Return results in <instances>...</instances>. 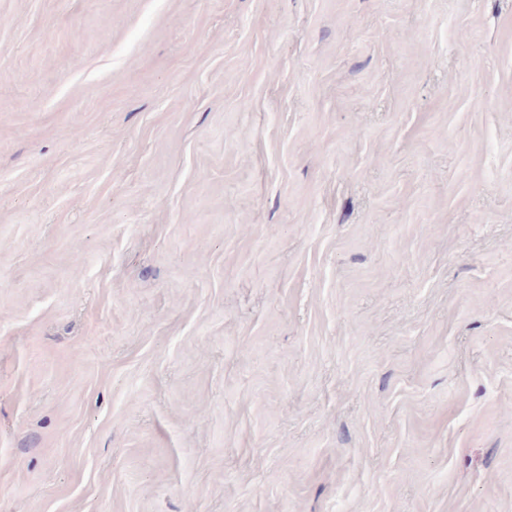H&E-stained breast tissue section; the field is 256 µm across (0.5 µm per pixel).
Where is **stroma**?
<instances>
[{
    "instance_id": "obj_1",
    "label": "stroma",
    "mask_w": 512,
    "mask_h": 512,
    "mask_svg": "<svg viewBox=\"0 0 512 512\" xmlns=\"http://www.w3.org/2000/svg\"><path fill=\"white\" fill-rule=\"evenodd\" d=\"M0 512H512V0H0Z\"/></svg>"
}]
</instances>
